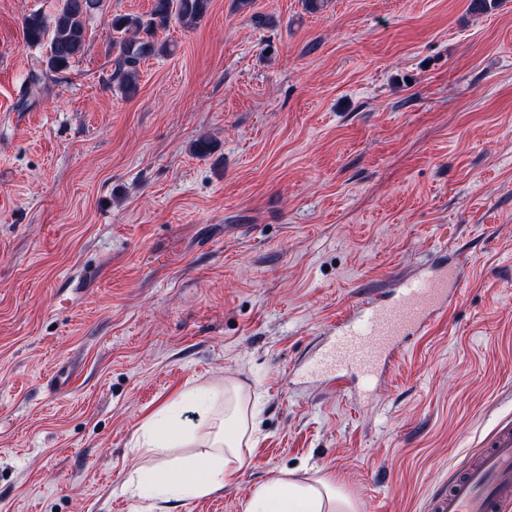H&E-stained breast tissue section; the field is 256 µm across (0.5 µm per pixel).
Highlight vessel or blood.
<instances>
[{
	"label": "vessel or blood",
	"mask_w": 512,
	"mask_h": 512,
	"mask_svg": "<svg viewBox=\"0 0 512 512\" xmlns=\"http://www.w3.org/2000/svg\"><path fill=\"white\" fill-rule=\"evenodd\" d=\"M466 282L463 271L438 253L413 274L394 277L389 291L351 308L334 327L312 370L333 388L348 376L370 382L394 369L409 337L425 333L447 314ZM512 507V422L498 425L478 461L431 495L426 512H507Z\"/></svg>",
	"instance_id": "obj_1"
}]
</instances>
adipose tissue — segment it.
Returning a JSON list of instances; mask_svg holds the SVG:
<instances>
[{
  "label": "adipose tissue",
  "instance_id": "adipose-tissue-1",
  "mask_svg": "<svg viewBox=\"0 0 512 512\" xmlns=\"http://www.w3.org/2000/svg\"><path fill=\"white\" fill-rule=\"evenodd\" d=\"M195 401L204 423L187 429L176 417V403L165 404L137 432V445L148 452L193 448L174 466H157L130 478L140 498L156 502L190 501L224 488L245 463L244 449L256 423L249 397L236 384L197 389ZM245 512H353V504L322 480L308 483L286 477L260 486Z\"/></svg>",
  "mask_w": 512,
  "mask_h": 512
}]
</instances>
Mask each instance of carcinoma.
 <instances>
[{"mask_svg":"<svg viewBox=\"0 0 512 512\" xmlns=\"http://www.w3.org/2000/svg\"><path fill=\"white\" fill-rule=\"evenodd\" d=\"M104 0H58L54 13L33 12L23 20L25 41L31 46L47 45L42 67L31 70L28 82L42 83L49 75L66 71L84 54L87 45L86 19L103 9ZM209 0H154L148 15H115L109 20L114 32L110 80L124 91L137 90L140 65L163 51L155 41L158 30L171 19L191 29L206 16Z\"/></svg>","mask_w":512,"mask_h":512,"instance_id":"cac0c4a2","label":"carcinoma"}]
</instances>
